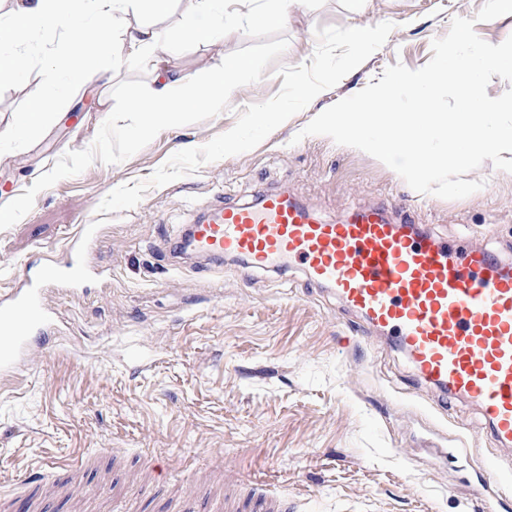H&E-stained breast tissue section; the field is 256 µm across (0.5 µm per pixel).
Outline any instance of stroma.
Wrapping results in <instances>:
<instances>
[{
	"instance_id": "stroma-1",
	"label": "stroma",
	"mask_w": 512,
	"mask_h": 512,
	"mask_svg": "<svg viewBox=\"0 0 512 512\" xmlns=\"http://www.w3.org/2000/svg\"><path fill=\"white\" fill-rule=\"evenodd\" d=\"M484 0H326L291 10L288 47L262 79L236 89L219 115L162 131L122 163L94 162L40 192L31 211L0 231V289L38 277L81 221L98 218L106 283L56 290L64 339L27 382L0 389V512H512L484 465L499 450L479 409L419 386L385 336H363L354 317L300 270L250 274L239 260L172 268L165 237L193 208L224 193L247 199L286 186L323 217L368 204L423 225L449 246L476 245L512 261V179L492 162L471 172L484 186L445 200L411 189L392 169L326 136L301 137L317 114L401 63L433 56L431 43L456 17L475 19ZM476 21V19H475ZM384 24L386 42L343 41L352 25ZM491 44L512 36V14L476 21ZM234 32L173 55L195 75L250 46ZM131 59L114 62L81 112L64 96L70 77L33 61L0 84V132L29 94L58 89L43 128L0 140V201L22 195L58 158L89 147L124 80H150ZM276 109L275 125L260 114ZM82 459L48 493L26 478L42 459ZM196 487L186 499L183 485Z\"/></svg>"
}]
</instances>
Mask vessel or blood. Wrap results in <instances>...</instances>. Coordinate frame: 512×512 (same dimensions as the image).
Listing matches in <instances>:
<instances>
[{"mask_svg": "<svg viewBox=\"0 0 512 512\" xmlns=\"http://www.w3.org/2000/svg\"><path fill=\"white\" fill-rule=\"evenodd\" d=\"M100 236V225L83 223L39 279L18 277L0 290L1 383L30 372L40 342L64 333L49 289L75 291L99 273ZM164 250L208 264L232 256L280 276L300 267L360 315L362 331H385L422 383L475 402L501 445L512 446V267L486 251L449 253L376 206L321 219L281 188L215 197Z\"/></svg>", "mask_w": 512, "mask_h": 512, "instance_id": "obj_1", "label": "vessel or blood"}]
</instances>
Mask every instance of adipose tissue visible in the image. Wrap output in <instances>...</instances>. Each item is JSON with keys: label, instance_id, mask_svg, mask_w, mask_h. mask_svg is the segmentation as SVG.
Returning a JSON list of instances; mask_svg holds the SVG:
<instances>
[{"label": "adipose tissue", "instance_id": "1", "mask_svg": "<svg viewBox=\"0 0 512 512\" xmlns=\"http://www.w3.org/2000/svg\"><path fill=\"white\" fill-rule=\"evenodd\" d=\"M173 0H12L0 9V84L20 81L34 37L57 31L62 46L44 55L52 73L74 79L73 90L97 83L111 60L137 59L150 67L152 82L138 109L146 121L169 122L187 110L223 99L234 79L251 70L243 57L222 58L200 76L173 70L168 40L160 28Z\"/></svg>", "mask_w": 512, "mask_h": 512}]
</instances>
